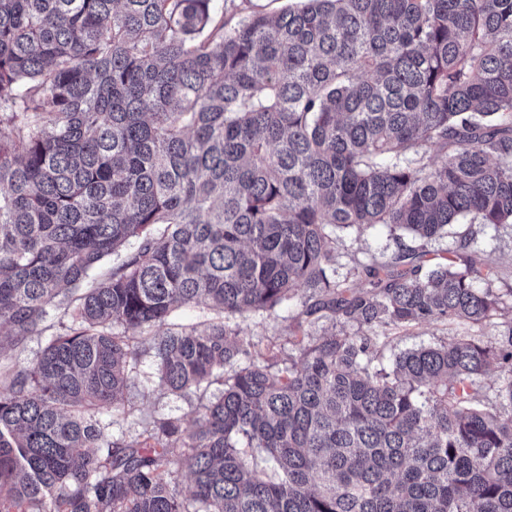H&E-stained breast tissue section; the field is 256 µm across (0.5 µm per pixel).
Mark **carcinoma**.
Returning a JSON list of instances; mask_svg holds the SVG:
<instances>
[{
	"mask_svg": "<svg viewBox=\"0 0 512 512\" xmlns=\"http://www.w3.org/2000/svg\"><path fill=\"white\" fill-rule=\"evenodd\" d=\"M213 2L0 0V332L71 322L0 379V512H512V376L485 384L512 362L493 270L423 274L398 239L366 287L336 278L346 230L427 243L464 222L466 249L512 224V0L236 21ZM299 288L288 354L242 335L236 318ZM181 306L217 320L173 328ZM497 317L493 340L388 360L362 333ZM320 321L336 331L311 337ZM144 335L161 385L200 404L110 440L99 414L124 410Z\"/></svg>",
	"mask_w": 512,
	"mask_h": 512,
	"instance_id": "cac0c4a2",
	"label": "carcinoma"
}]
</instances>
